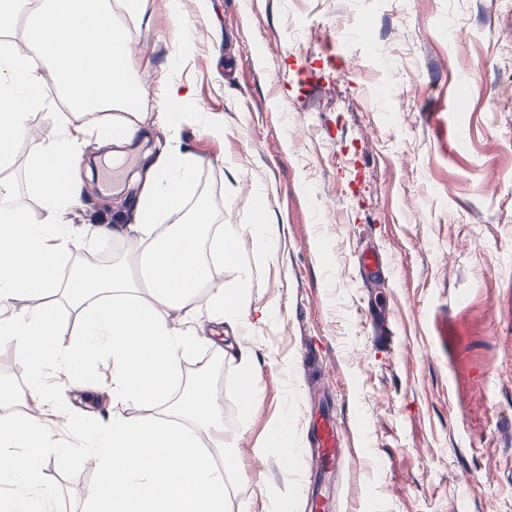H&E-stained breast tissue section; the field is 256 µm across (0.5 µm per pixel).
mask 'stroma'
<instances>
[{
	"label": "stroma",
	"mask_w": 512,
	"mask_h": 512,
	"mask_svg": "<svg viewBox=\"0 0 512 512\" xmlns=\"http://www.w3.org/2000/svg\"><path fill=\"white\" fill-rule=\"evenodd\" d=\"M134 66L148 100L141 130L112 157L94 132L111 113L73 114L87 129L80 206L70 222L107 224L131 210L128 175L169 134L155 101L167 82L190 85L212 135L185 117L181 146L201 160L193 200L210 235L240 225L235 244L264 310L251 334L257 404L237 405L235 363L205 345L179 363L181 383L215 367L238 471L227 512H308L302 470L261 454L287 417L309 447L312 348L322 400L336 412L345 456L329 512H512V0H146L130 22ZM189 51L172 63L175 40ZM470 107L451 104L461 88ZM1 172L24 213L44 217L24 190L29 160L57 136L65 105L54 86ZM266 194L264 234L252 194ZM383 258L363 281L360 244ZM392 330L378 341L368 311ZM44 408L42 487L53 512H83L97 479L73 422L106 426L108 391L79 392L55 364Z\"/></svg>",
	"instance_id": "35a3bbf8"
}]
</instances>
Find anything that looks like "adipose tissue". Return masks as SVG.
I'll return each mask as SVG.
<instances>
[{
	"mask_svg": "<svg viewBox=\"0 0 512 512\" xmlns=\"http://www.w3.org/2000/svg\"><path fill=\"white\" fill-rule=\"evenodd\" d=\"M119 4L126 14L122 20L109 0H0L1 36L16 28L21 11L31 17L21 43L0 46V172L13 165L17 140L31 135L28 117L44 107L45 85L55 86L69 107L58 115V138L27 166L25 188L46 218L24 215L11 186L0 180V341L26 353L31 375L24 391L0 380V398L41 406L47 399L41 383L46 362H59L71 376L86 380L101 356L111 357L112 423L78 434L79 441L94 440L92 458L100 475L85 512H225L236 460L212 382H192L176 410L163 407L175 392L176 367L191 340L170 313L193 317L200 290L212 283L218 267L237 274V286L212 293L207 307L212 320L237 333L241 414L249 415L257 403L249 345L253 310L239 253L220 236L208 252H199L197 230L212 217L204 207L186 208L199 159L177 143L157 158H144L145 179L131 222L89 227L94 237L125 240L131 254L145 258L146 297L136 296L137 284L123 266H63L65 252L82 244L68 215L81 203L77 146L83 130L71 124L69 113L112 112L111 126L100 127L99 135L116 146L130 143L142 120L135 107L147 91L133 69L127 22L141 17L143 0ZM156 105L173 134L183 115L198 109L192 89L176 82L166 86ZM179 213L181 226L163 228L165 218ZM59 291L78 310L81 324L80 338L65 348L56 339L58 312L50 299ZM20 297L32 302L28 314L10 311ZM157 402L161 410L149 416L126 414L130 405ZM43 438L35 412L0 423V482L23 477L21 491L0 497V512H52L41 491L37 449ZM205 443L223 454V468L202 452ZM19 448L24 456H16Z\"/></svg>",
	"mask_w": 512,
	"mask_h": 512,
	"instance_id": "obj_1",
	"label": "adipose tissue"
}]
</instances>
